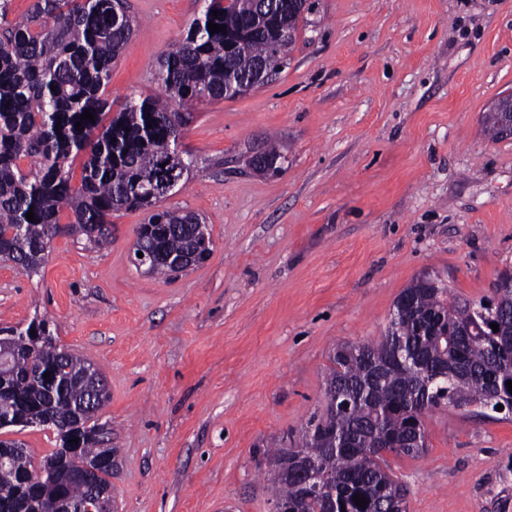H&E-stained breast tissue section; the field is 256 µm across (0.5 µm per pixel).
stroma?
Returning <instances> with one entry per match:
<instances>
[{
    "label": "stroma",
    "instance_id": "1",
    "mask_svg": "<svg viewBox=\"0 0 512 512\" xmlns=\"http://www.w3.org/2000/svg\"><path fill=\"white\" fill-rule=\"evenodd\" d=\"M127 3L118 104L160 95L158 62L202 9ZM313 3L276 80L183 128L189 178L158 206L204 219L206 262L137 270V210L100 249L57 236L38 275L0 263V327L48 315L107 381L112 512H270L262 452L323 412L337 344L380 340L422 274L477 301L512 272V137L484 124L512 93V0ZM271 143L279 171L253 172ZM425 430L423 454L387 457L407 512H512V420L443 407Z\"/></svg>",
    "mask_w": 512,
    "mask_h": 512
}]
</instances>
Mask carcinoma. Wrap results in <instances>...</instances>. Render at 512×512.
Segmentation results:
<instances>
[{"instance_id": "carcinoma-1", "label": "carcinoma", "mask_w": 512, "mask_h": 512, "mask_svg": "<svg viewBox=\"0 0 512 512\" xmlns=\"http://www.w3.org/2000/svg\"><path fill=\"white\" fill-rule=\"evenodd\" d=\"M9 2L0 0V260L33 276L57 235L79 228L99 247L111 238L113 213L143 209L136 245L159 256L149 273L171 275V255L204 263L212 251L208 225L191 212L156 208L163 195L144 185L162 182L171 160L190 170L178 149L187 110L245 94L262 66L282 72L306 4L292 9L278 0L270 12L258 0H203L186 36L158 63L155 80L166 101H129L106 124L112 65L136 27L127 0H34L12 22ZM210 22L225 31L210 34ZM86 110L95 122L81 119ZM81 154L76 186L73 163ZM32 158L37 168L24 171L21 162ZM494 296L503 325L496 338L484 335L470 301L419 278L400 293L380 341L338 346L325 378L326 408L309 422L302 446L263 451L272 465L271 502L288 504L289 512H407L408 490L385 455L425 451L419 412L448 405L482 416L509 395L512 288ZM50 323L36 316L24 327H0L8 348L0 362V416L50 420L59 441L37 465L25 451L0 469V512H58L60 478L69 477L65 489L78 502L111 485L117 467L99 424L106 382L57 344ZM51 368L56 382L44 377ZM74 438L79 451L62 455ZM101 456L106 464L94 482L80 479L84 464ZM20 470L33 472L36 496L20 491ZM356 495L366 508L355 504Z\"/></svg>"}]
</instances>
